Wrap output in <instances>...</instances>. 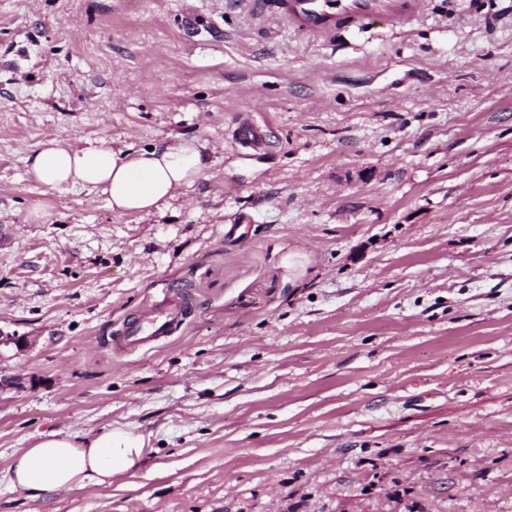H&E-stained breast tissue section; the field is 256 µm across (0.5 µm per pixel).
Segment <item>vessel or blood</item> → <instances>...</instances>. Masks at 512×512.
<instances>
[{
  "label": "vessel or blood",
  "instance_id": "vessel-or-blood-1",
  "mask_svg": "<svg viewBox=\"0 0 512 512\" xmlns=\"http://www.w3.org/2000/svg\"><path fill=\"white\" fill-rule=\"evenodd\" d=\"M272 13L287 20L293 28L322 38L348 24H364L384 17L402 24L413 22L423 15L424 0H273ZM235 143L247 149H259L265 144L262 128L243 121L234 131ZM185 311L179 296L157 308L150 316L130 325L124 336L115 343L118 350L143 347L170 336Z\"/></svg>",
  "mask_w": 512,
  "mask_h": 512
}]
</instances>
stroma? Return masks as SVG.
<instances>
[{
  "label": "stroma",
  "mask_w": 512,
  "mask_h": 512,
  "mask_svg": "<svg viewBox=\"0 0 512 512\" xmlns=\"http://www.w3.org/2000/svg\"><path fill=\"white\" fill-rule=\"evenodd\" d=\"M50 136L208 166L118 216L32 178ZM0 330V512H512V0L320 39L262 0H0ZM109 424L129 474L11 492L15 450ZM234 141L235 143L247 149H259L265 145V133L262 128L248 120L243 121L234 130ZM185 311L184 302L177 294L157 308L150 316L140 318L130 325L124 336L115 341L117 350L143 347L170 336L181 321Z\"/></svg>",
  "instance_id": "obj_1"
}]
</instances>
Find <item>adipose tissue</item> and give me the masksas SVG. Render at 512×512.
<instances>
[{"instance_id": "adipose-tissue-1", "label": "adipose tissue", "mask_w": 512, "mask_h": 512, "mask_svg": "<svg viewBox=\"0 0 512 512\" xmlns=\"http://www.w3.org/2000/svg\"><path fill=\"white\" fill-rule=\"evenodd\" d=\"M205 167L201 145L178 136L141 150L79 148L51 137L27 158L28 171L38 182L100 192L120 216L168 209ZM143 453V437L123 428L107 425L81 437L53 433L14 454L8 483L35 502L48 494L111 484L113 477L130 472Z\"/></svg>"}]
</instances>
